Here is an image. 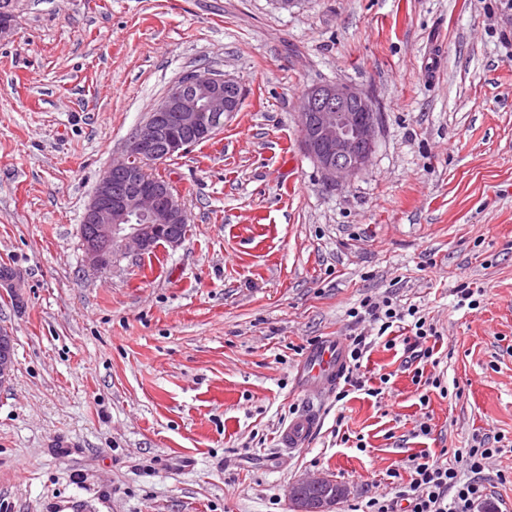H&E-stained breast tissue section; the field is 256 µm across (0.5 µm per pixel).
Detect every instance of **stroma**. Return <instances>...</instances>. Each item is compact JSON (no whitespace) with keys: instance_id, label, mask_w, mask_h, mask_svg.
I'll use <instances>...</instances> for the list:
<instances>
[{"instance_id":"1","label":"stroma","mask_w":512,"mask_h":512,"mask_svg":"<svg viewBox=\"0 0 512 512\" xmlns=\"http://www.w3.org/2000/svg\"><path fill=\"white\" fill-rule=\"evenodd\" d=\"M0 40V512H291L323 475L348 504L501 440L479 512H512V7L507 0H20ZM244 91L207 141L157 172L184 242L85 263L83 213L134 129L187 72ZM368 91L369 168L325 183L301 146L310 87ZM483 289L478 309L459 285ZM388 295L433 319L447 395L421 404L405 342L362 371L382 397L322 398L305 447L306 351L371 335ZM344 429L347 442L336 437ZM14 336L0 338V382L10 379L16 368V359L13 352ZM321 417V408L314 404L293 419L280 434V443L288 450L302 448L315 432Z\"/></svg>"}]
</instances>
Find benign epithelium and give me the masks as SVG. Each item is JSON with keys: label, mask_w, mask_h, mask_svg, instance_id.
<instances>
[{"label": "benign epithelium", "mask_w": 512, "mask_h": 512, "mask_svg": "<svg viewBox=\"0 0 512 512\" xmlns=\"http://www.w3.org/2000/svg\"><path fill=\"white\" fill-rule=\"evenodd\" d=\"M237 88L238 81L222 72L196 73L173 86L134 130L84 212L83 249L93 271L108 274L115 260L132 250L143 254L182 244L177 227L188 217L171 185L160 191L140 184L118 187L112 176L132 175L156 161L160 147L173 156L209 139L224 117L238 111ZM298 117L303 148L326 183L342 186L366 171L381 125L368 92L340 82L313 86L299 101ZM13 340L0 338V382L16 368ZM346 494V487L315 477L294 484L288 498L292 512H334Z\"/></svg>", "instance_id": "7a95c632"}]
</instances>
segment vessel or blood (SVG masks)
Instances as JSON below:
<instances>
[{
	"label": "vessel or blood",
	"instance_id": "1",
	"mask_svg": "<svg viewBox=\"0 0 512 512\" xmlns=\"http://www.w3.org/2000/svg\"><path fill=\"white\" fill-rule=\"evenodd\" d=\"M346 366V349L337 339L331 338L313 345L303 358L297 375L298 388L306 394L322 397L332 392ZM321 410L312 406L293 419L280 434L282 447H303L315 432Z\"/></svg>",
	"mask_w": 512,
	"mask_h": 512
}]
</instances>
